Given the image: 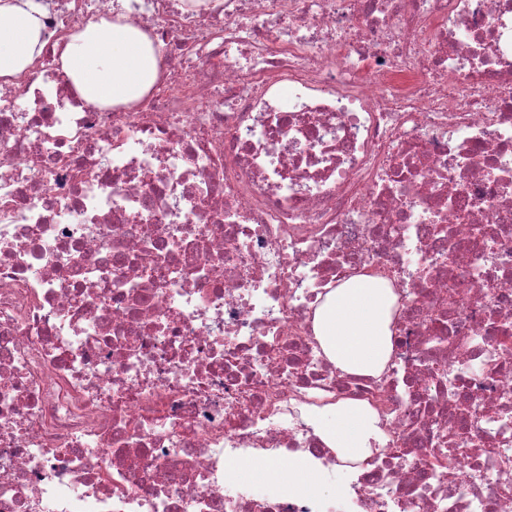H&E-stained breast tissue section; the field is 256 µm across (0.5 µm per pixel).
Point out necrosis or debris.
<instances>
[{
    "label": "necrosis or debris",
    "mask_w": 512,
    "mask_h": 512,
    "mask_svg": "<svg viewBox=\"0 0 512 512\" xmlns=\"http://www.w3.org/2000/svg\"><path fill=\"white\" fill-rule=\"evenodd\" d=\"M111 15L52 0L0 82V512H512V0H131L132 109L60 68ZM368 270L394 346L349 376L314 313ZM345 398L370 462L311 422ZM244 468L249 478L255 481L264 483L271 479L284 480L294 492L305 496H336L340 493L339 487H342V479L336 476L331 482L338 487L331 490L318 472L306 465L288 466L287 477H283L280 469L266 459L248 461ZM252 483L257 487L263 486V483Z\"/></svg>",
    "instance_id": "1"
}]
</instances>
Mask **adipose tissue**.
<instances>
[{
    "mask_svg": "<svg viewBox=\"0 0 512 512\" xmlns=\"http://www.w3.org/2000/svg\"><path fill=\"white\" fill-rule=\"evenodd\" d=\"M44 0H0V79L24 72L46 47ZM159 54L137 27L117 21L88 24L64 47L60 62L78 94L93 105H137L158 79ZM396 297L386 279L355 275L317 309L315 332L327 356L343 372L379 375L391 353L392 308ZM375 418L362 402L348 399L317 419L323 441L356 461L372 453ZM249 478H286L294 492L330 495L324 479L306 465L280 471L268 460L248 461Z\"/></svg>",
    "mask_w": 512,
    "mask_h": 512,
    "instance_id": "1",
    "label": "adipose tissue"
}]
</instances>
